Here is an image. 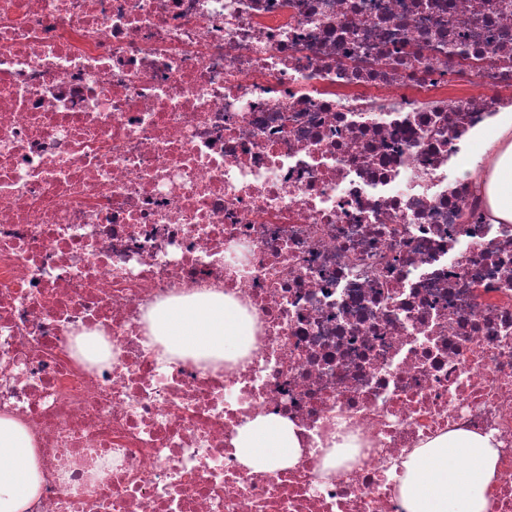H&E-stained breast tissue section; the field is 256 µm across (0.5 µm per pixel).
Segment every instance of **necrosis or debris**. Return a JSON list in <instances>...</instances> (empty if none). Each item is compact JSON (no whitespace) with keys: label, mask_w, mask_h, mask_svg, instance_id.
<instances>
[{"label":"necrosis or debris","mask_w":512,"mask_h":512,"mask_svg":"<svg viewBox=\"0 0 512 512\" xmlns=\"http://www.w3.org/2000/svg\"><path fill=\"white\" fill-rule=\"evenodd\" d=\"M458 51L491 92L449 96ZM510 106L512 0H0V414L41 450L33 512H403L408 455L457 429L512 512V224L448 177ZM197 288L247 310L243 362L145 346ZM259 414L310 456L241 467Z\"/></svg>","instance_id":"obj_1"}]
</instances>
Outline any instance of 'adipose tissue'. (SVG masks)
Listing matches in <instances>:
<instances>
[{
	"mask_svg": "<svg viewBox=\"0 0 512 512\" xmlns=\"http://www.w3.org/2000/svg\"><path fill=\"white\" fill-rule=\"evenodd\" d=\"M495 151L473 172L494 223H512V108L495 122ZM147 343L162 360L191 358L212 365L238 360L253 340L252 324L239 305L219 292L173 297L145 314ZM235 456L259 471L299 465L305 448L293 422L260 415L237 430ZM498 451L490 436L458 430L415 449L400 485L404 512H486L484 492L496 474ZM44 476L40 450L26 425L0 415V512H30Z\"/></svg>",
	"mask_w": 512,
	"mask_h": 512,
	"instance_id": "adipose-tissue-1",
	"label": "adipose tissue"
}]
</instances>
